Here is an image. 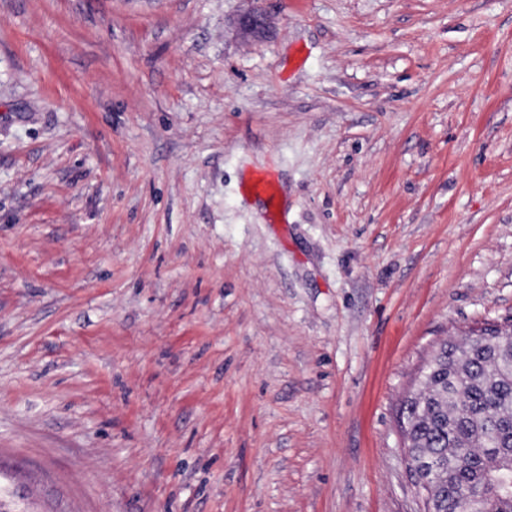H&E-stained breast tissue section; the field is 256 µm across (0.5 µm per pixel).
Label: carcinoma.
I'll list each match as a JSON object with an SVG mask.
<instances>
[{
	"instance_id": "obj_1",
	"label": "carcinoma",
	"mask_w": 512,
	"mask_h": 512,
	"mask_svg": "<svg viewBox=\"0 0 512 512\" xmlns=\"http://www.w3.org/2000/svg\"><path fill=\"white\" fill-rule=\"evenodd\" d=\"M402 428L409 465H434L427 512H512V343L433 356Z\"/></svg>"
}]
</instances>
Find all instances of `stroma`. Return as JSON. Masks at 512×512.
I'll return each mask as SVG.
<instances>
[{
    "label": "stroma",
    "mask_w": 512,
    "mask_h": 512,
    "mask_svg": "<svg viewBox=\"0 0 512 512\" xmlns=\"http://www.w3.org/2000/svg\"><path fill=\"white\" fill-rule=\"evenodd\" d=\"M259 168L274 200L241 190ZM488 321L512 0H0L22 512H423L402 403Z\"/></svg>",
    "instance_id": "1"
}]
</instances>
